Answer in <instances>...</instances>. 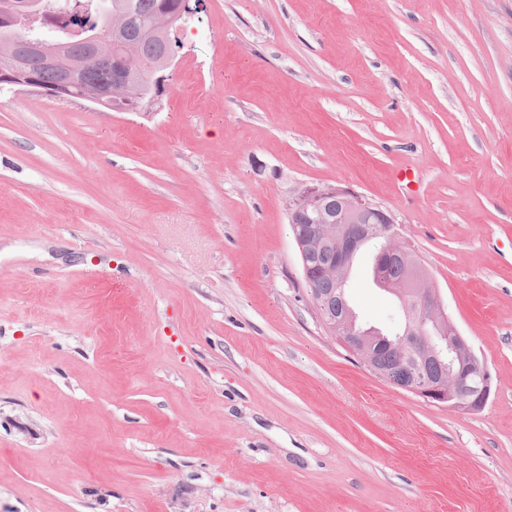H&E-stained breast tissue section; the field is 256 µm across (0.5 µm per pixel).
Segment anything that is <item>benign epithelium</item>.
I'll return each mask as SVG.
<instances>
[{"instance_id": "benign-epithelium-1", "label": "benign epithelium", "mask_w": 512, "mask_h": 512, "mask_svg": "<svg viewBox=\"0 0 512 512\" xmlns=\"http://www.w3.org/2000/svg\"><path fill=\"white\" fill-rule=\"evenodd\" d=\"M38 20L49 23L52 17L31 6L14 20L13 41L22 52L11 65L0 69V85L49 93L62 99L81 98L101 107L112 106V90L109 88L89 94L74 90L83 67L72 60L62 63L64 54L61 49L27 40L28 24ZM123 27L124 23L108 16L103 19L92 36L94 63L104 65L111 60L112 35ZM33 58L45 68L58 70L59 78L52 86L43 84L34 74ZM144 64L153 75V93L141 98L140 111L151 112L163 91L165 72L172 64V57L162 51L144 60ZM286 210L300 257L302 279L308 288L315 287L318 277L334 278L336 269L348 268L359 245L373 237L384 241L379 255L381 263L392 264L403 255L400 233L391 215L347 187L301 185L289 192ZM312 300L328 333L338 338L347 351L357 355L378 377L386 378L376 356L368 352L365 334L351 329L344 319L336 317V294L314 295ZM419 302L405 332L398 338V347L413 374L406 390L436 405L469 413L481 411L492 392L491 375L479 365L466 338L453 324H448L447 338L438 344L431 342L430 325L439 320L447 321V316L437 295L422 293ZM450 352L460 361L455 383H448L445 376L437 378L424 374L425 362L440 361Z\"/></svg>"}]
</instances>
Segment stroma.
I'll return each instance as SVG.
<instances>
[{"instance_id": "obj_1", "label": "stroma", "mask_w": 512, "mask_h": 512, "mask_svg": "<svg viewBox=\"0 0 512 512\" xmlns=\"http://www.w3.org/2000/svg\"><path fill=\"white\" fill-rule=\"evenodd\" d=\"M195 8L155 111L0 90V512H512V0ZM336 183L414 245L480 412L325 332L285 203ZM372 253L350 297L396 330Z\"/></svg>"}]
</instances>
